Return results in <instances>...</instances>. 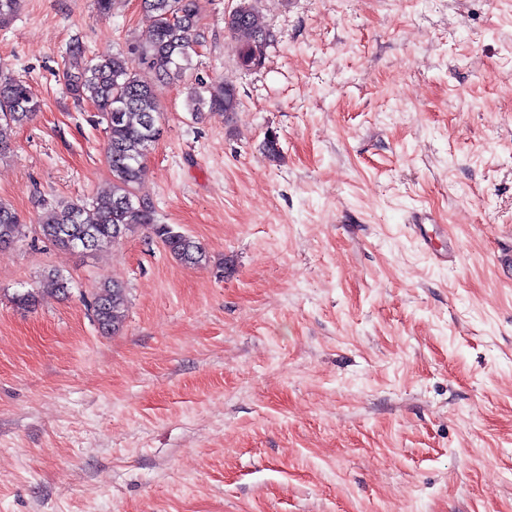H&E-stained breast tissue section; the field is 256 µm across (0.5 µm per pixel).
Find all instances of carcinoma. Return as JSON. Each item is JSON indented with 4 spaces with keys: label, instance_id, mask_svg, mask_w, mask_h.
Wrapping results in <instances>:
<instances>
[{
    "label": "carcinoma",
    "instance_id": "obj_1",
    "mask_svg": "<svg viewBox=\"0 0 512 512\" xmlns=\"http://www.w3.org/2000/svg\"><path fill=\"white\" fill-rule=\"evenodd\" d=\"M143 7L153 20L151 34L128 52L88 58L84 43L77 38L67 47L68 57L77 64L64 70L63 79L71 97L77 102L94 103L106 122V160L112 183L89 205L61 201L46 208L40 233L56 248L91 253L105 242H118L137 228L147 227L177 261L203 265L208 256L201 243L170 224L157 223L153 205L137 195V188L146 172L147 154L161 134L158 85H188L187 108L197 120L207 110L235 111L237 97L233 86L206 82L194 75L192 52L202 37L198 24L200 0H143ZM226 28L242 57L255 44L271 38L252 0H242ZM142 68L153 72L156 82L142 80ZM39 111L40 104L28 86L0 67V153L10 149L12 130L32 120ZM23 228L25 224L16 210L0 201V251L19 239ZM43 286L66 295L70 279L53 270L45 276ZM92 308L103 332L120 331L126 310L122 284L115 280L100 282Z\"/></svg>",
    "mask_w": 512,
    "mask_h": 512
}]
</instances>
